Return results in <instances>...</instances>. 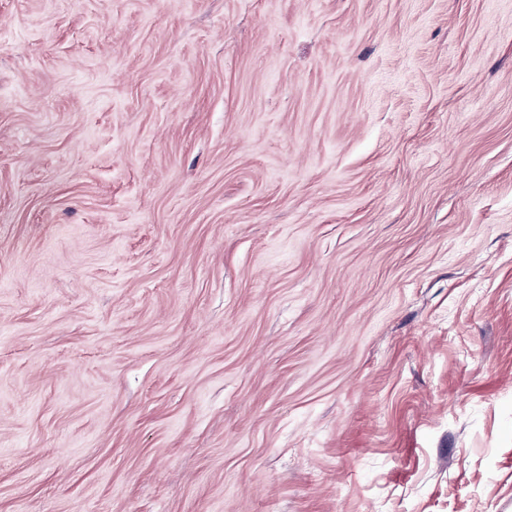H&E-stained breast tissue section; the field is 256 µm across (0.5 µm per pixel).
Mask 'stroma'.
Wrapping results in <instances>:
<instances>
[{"label":"stroma","mask_w":512,"mask_h":512,"mask_svg":"<svg viewBox=\"0 0 512 512\" xmlns=\"http://www.w3.org/2000/svg\"><path fill=\"white\" fill-rule=\"evenodd\" d=\"M512 505V0H0V512Z\"/></svg>","instance_id":"obj_1"}]
</instances>
